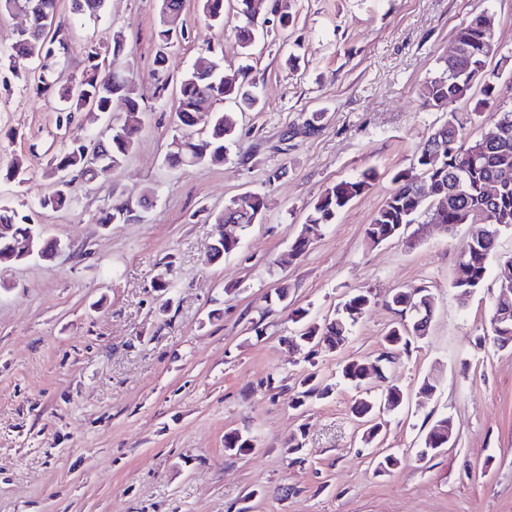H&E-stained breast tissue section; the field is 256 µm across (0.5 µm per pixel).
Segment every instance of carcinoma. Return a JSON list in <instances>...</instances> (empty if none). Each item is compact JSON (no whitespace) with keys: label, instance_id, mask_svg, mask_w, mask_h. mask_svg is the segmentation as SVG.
I'll return each instance as SVG.
<instances>
[{"label":"carcinoma","instance_id":"obj_1","mask_svg":"<svg viewBox=\"0 0 512 512\" xmlns=\"http://www.w3.org/2000/svg\"><path fill=\"white\" fill-rule=\"evenodd\" d=\"M237 14L245 18V23L234 27V35L243 49H248L254 42L257 32L248 21L252 0H236ZM22 4L31 9L33 30L25 38L17 39L8 53L9 66L21 69L29 63L43 57L47 59L44 73L34 81L38 93L53 96L66 103V112H85L93 122L98 114L114 97L124 98L132 112L141 111L140 96L133 68L131 67V50L127 48L121 33L112 36V45L92 46L86 51V65L82 78L73 83L59 84L53 77L55 66L67 60L70 53L64 51L69 44L65 34L69 33V23L56 20L52 36L47 37L40 29V19L44 15L55 17L56 0H0V16L9 9ZM202 12L205 19L224 23V0H202ZM493 16L480 14L472 18L456 34L455 42L463 54V64L467 74L458 72L456 61L445 60L446 70L438 77L426 82L422 91L423 104H451L464 99L470 93L474 83L484 80L483 98L476 102L474 111H482L488 104L496 103V87L486 78V64L489 57L496 53L493 28ZM183 36V31L176 30L174 24L162 21L156 30L155 38L164 51L155 57V98L165 99L168 57L165 49ZM218 63L212 51L199 57L192 68L180 79L178 94L172 104V111L177 119V148L167 153L166 161L174 167H186L194 158L202 162L221 164L227 143L236 135V124L227 112L214 113L213 121L202 137H197L192 128L197 124V112L201 104L209 100L215 104L233 101L246 109H255L260 104L258 83L247 79L242 73L227 74L215 70ZM491 123H506L512 128V106L496 103V110L490 113ZM464 129L462 119L451 114L448 121L435 129L415 151V169L419 174L398 172L392 177L395 189L384 205L374 214L366 228V237L377 244L397 237L395 229L400 224H417L419 218L426 215L436 224H445L452 229L463 223L468 215L483 218L486 223L501 232L512 231V138L505 144H491L479 137L468 142L462 140ZM139 126L126 122L116 123L107 144L112 167L117 168L136 148ZM79 145L73 143L55 155L50 162L49 176L59 167L68 168L70 187L65 190L52 188L40 200V206L53 211L68 208L74 202V186L80 181L97 182L107 178L103 170H91L83 166L77 154ZM423 175L429 182L430 196L420 199L415 193L418 175ZM372 173L365 172L354 179L341 180L326 188L314 203L307 215L302 230L317 232L322 226L333 223L336 215L351 201L369 189ZM489 182L499 183V191L490 196L484 187ZM264 201L257 193L247 194L232 201L224 211L214 215L213 224L219 226L225 217L233 223L248 226L257 223L262 215ZM128 209L127 203L116 200L102 209L98 223L113 224L115 218ZM0 224L15 226L14 234L7 240H0V248L10 250L21 256L28 248L30 226L26 216L7 207L0 206ZM497 237L485 242L477 241L471 251L460 254L451 287L455 288L460 302L482 287L488 270V262L494 254ZM429 297L424 288L412 287L399 290L388 304L398 313L407 310L406 304L420 303ZM369 296L352 295L345 300L341 309L332 319L321 323L308 319V310L295 308L288 318L302 324L294 340L301 343L307 339L313 346L325 351H334L345 344L347 335L354 326L365 307ZM417 338L406 333L399 325L392 326L384 336L385 352L397 359L408 352ZM372 363L365 358H352L342 364L341 373L344 380L359 387L369 375ZM331 386L322 384L316 377L309 375L301 381V391L293 396L289 404L301 406L309 398H322L330 393ZM378 403L370 398H361L354 402L352 414L365 418L374 416ZM449 418L436 419L422 440L421 449L443 448L442 430L448 428ZM224 447L243 455L253 448L251 440L237 431L224 435Z\"/></svg>","mask_w":512,"mask_h":512}]
</instances>
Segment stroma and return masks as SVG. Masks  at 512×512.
I'll use <instances>...</instances> for the list:
<instances>
[{"label":"stroma","mask_w":512,"mask_h":512,"mask_svg":"<svg viewBox=\"0 0 512 512\" xmlns=\"http://www.w3.org/2000/svg\"><path fill=\"white\" fill-rule=\"evenodd\" d=\"M287 6L288 28L270 27L246 60L232 31L235 0H224L222 27L202 19L200 0H184L169 86L210 50L228 73L250 63L262 105L216 103L237 128L223 164L173 168L165 160L173 114L153 96L160 0H104L94 17L57 0L75 41L66 78L79 79L86 48L119 30L142 96L134 152L57 212L39 206L51 189L49 163L95 126L83 112L59 123L56 100L29 91L27 73L7 60L21 21L0 19V205L22 209L63 246L51 261L0 264V512H512V347L490 338L512 231L501 233L482 288L464 304L451 280L467 225L450 233L427 225L412 245H375L365 235L393 175L412 168L417 147L450 114L468 116V138L487 128L472 113L481 84L448 109L423 107L419 97L475 15L495 18L498 50L486 71L500 99H512V0ZM315 112L319 129L306 133ZM16 158L19 180L5 175ZM366 171L370 188L292 256L324 189ZM150 190L157 201L140 210ZM245 193L263 197L261 220L236 252L212 260V216ZM116 195L133 214L101 226ZM163 270L164 296L154 288ZM413 286L432 295L433 318L417 348L370 376L372 396L395 384L404 404L383 414L368 442L351 413L360 391L338 367L383 353L397 320L386 300ZM360 292L371 301L343 347L289 346L290 309L320 321ZM311 373L332 393L291 408L289 395ZM427 377L430 394L421 389ZM442 416L453 423L448 447L420 458ZM232 430L252 439L248 454L225 448ZM294 435L303 447L291 454L285 443ZM389 454L399 464L381 468Z\"/></svg>","instance_id":"obj_1"}]
</instances>
